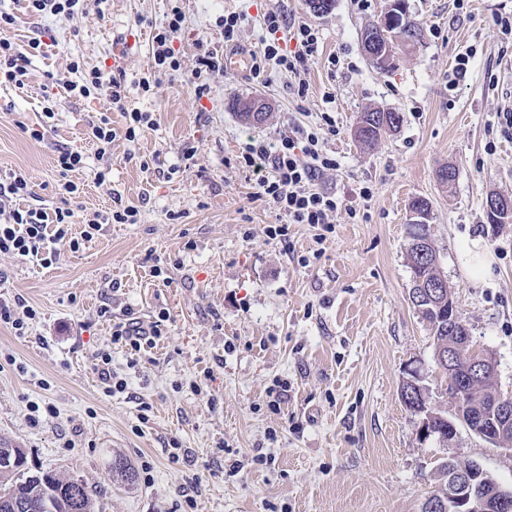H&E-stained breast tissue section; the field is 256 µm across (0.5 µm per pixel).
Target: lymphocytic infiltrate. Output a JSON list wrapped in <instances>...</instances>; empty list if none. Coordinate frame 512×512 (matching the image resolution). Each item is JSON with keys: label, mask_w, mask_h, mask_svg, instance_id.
<instances>
[{"label": "lymphocytic infiltrate", "mask_w": 512, "mask_h": 512, "mask_svg": "<svg viewBox=\"0 0 512 512\" xmlns=\"http://www.w3.org/2000/svg\"><path fill=\"white\" fill-rule=\"evenodd\" d=\"M185 16L179 6H172L167 20L152 37V66L156 69L179 70L180 59L175 54L173 42L181 35ZM17 23L15 14L0 11V83L24 86L29 77L28 64L32 55L42 53L40 40L33 39L20 45L6 33ZM263 31V51L254 56L252 72L264 74L268 68L279 69L293 78L291 88L297 97H305L308 84L305 79L308 62L318 52V30L304 21H289L277 9L265 12L260 19ZM108 88L109 97L122 111L125 124L122 130L112 126L110 113L103 112L89 121L86 137L96 147L98 156L112 152L117 136L126 141H136L143 128L152 126L150 113L126 110V87L121 79L101 69H91L81 80L67 84L70 96L86 100L96 99L101 88ZM336 120L330 111L321 112L312 127H297L289 133H281L276 142L270 143L251 138L240 147L239 162L251 171L257 185L256 196L277 211L279 223L269 225L270 239L287 240L288 227L292 224H311L330 230V218L336 212L339 201L335 195L315 188L318 172L337 167L335 155L326 147V137L335 133ZM31 192L25 173L12 170L0 174V255L41 259L55 253L60 243H68L71 249H79L81 240L91 239L94 231L103 224H133L138 210L124 206L95 214L88 220L82 237L72 235L71 209L58 207L53 212L37 208L20 207L19 202ZM163 335L161 321L143 323L128 318L113 323L110 342L112 346L125 347L131 354L154 347Z\"/></svg>", "instance_id": "lymphocytic-infiltrate-1"}]
</instances>
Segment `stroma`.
Wrapping results in <instances>:
<instances>
[{
	"label": "stroma",
	"instance_id": "1",
	"mask_svg": "<svg viewBox=\"0 0 512 512\" xmlns=\"http://www.w3.org/2000/svg\"><path fill=\"white\" fill-rule=\"evenodd\" d=\"M387 3L336 0L317 14L308 0H180L181 67L157 71L147 92L138 81L169 0H85L74 18L25 15L12 31L15 42L39 37L46 49L32 58L25 87L0 84V172H24L27 206L51 209L60 204L57 151L78 148L86 164L69 175L80 187L69 201L73 235L94 212L139 211L137 223L102 225L78 251L59 245L46 265L0 255V299L20 295L38 311L25 335L0 324V439L25 448L29 466L86 484L95 512H421L451 458L475 460L512 488L511 451L463 426L451 442L421 440L419 418L400 398L415 368L432 406L453 412L430 327L410 301L408 205L416 197L432 204L440 271L473 345L494 361L499 391L512 394V223L493 226L485 216L487 197H512V139L498 130L499 112L512 107V37L499 25L512 19V0H406L423 37L396 48L384 71L364 54L360 33ZM269 8L319 31L306 96L295 97L276 70L258 79L227 70L209 76V98L196 101L199 54L225 50L220 16L248 13L238 48L253 54ZM74 60L122 75L127 107L153 119L137 142L116 137L103 161L84 136L88 122L106 111L115 129L124 120L108 97L68 96ZM327 91L333 103H324ZM49 95L61 107L37 142L24 128L39 122ZM252 96L269 106L255 126L235 109ZM325 107L336 117L327 146L339 165L315 186L342 203L333 230L294 224L287 241L269 239L279 218L256 198L239 148L313 124ZM372 109L398 112L402 122L367 150L354 130ZM106 166L108 183L96 184ZM443 166L456 170L451 185L436 179ZM475 238L493 257L481 280L463 260ZM157 265L163 277L153 275ZM105 304L111 317L100 314ZM127 314L164 317V334L135 359L113 347L112 368L127 388L109 396L95 356ZM279 382L287 391L274 408L268 390ZM34 402L52 405L54 416L32 423ZM117 458L132 480L113 474Z\"/></svg>",
	"mask_w": 512,
	"mask_h": 512
}]
</instances>
